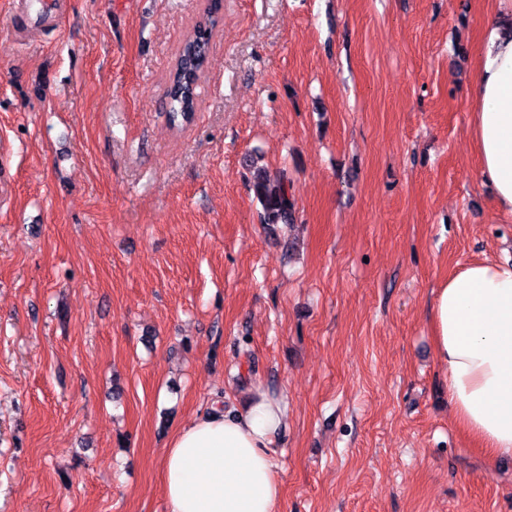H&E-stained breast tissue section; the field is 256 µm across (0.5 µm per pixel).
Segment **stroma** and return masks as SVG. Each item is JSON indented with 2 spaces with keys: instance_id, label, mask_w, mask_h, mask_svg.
Segmentation results:
<instances>
[{
  "instance_id": "stroma-1",
  "label": "stroma",
  "mask_w": 512,
  "mask_h": 512,
  "mask_svg": "<svg viewBox=\"0 0 512 512\" xmlns=\"http://www.w3.org/2000/svg\"><path fill=\"white\" fill-rule=\"evenodd\" d=\"M0 0V512H166L169 440L282 399L277 512H512L434 357L438 288L512 261L468 85L492 0ZM281 174L261 222L248 159ZM218 23L219 18L206 8L178 50L166 89V120L173 131L194 122L197 89L210 63L211 41ZM254 178V192L263 210L262 223L290 224L295 213V202L284 180L265 170L258 171Z\"/></svg>"
}]
</instances>
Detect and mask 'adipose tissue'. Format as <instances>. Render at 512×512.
Listing matches in <instances>:
<instances>
[{
	"instance_id": "ef3b65f1",
	"label": "adipose tissue",
	"mask_w": 512,
	"mask_h": 512,
	"mask_svg": "<svg viewBox=\"0 0 512 512\" xmlns=\"http://www.w3.org/2000/svg\"><path fill=\"white\" fill-rule=\"evenodd\" d=\"M481 174L512 215V0H494L468 88ZM437 363L460 428L488 460L512 457V265L476 262L444 283L431 311ZM281 401L195 419L162 462L166 512H277L282 484L272 449Z\"/></svg>"
}]
</instances>
